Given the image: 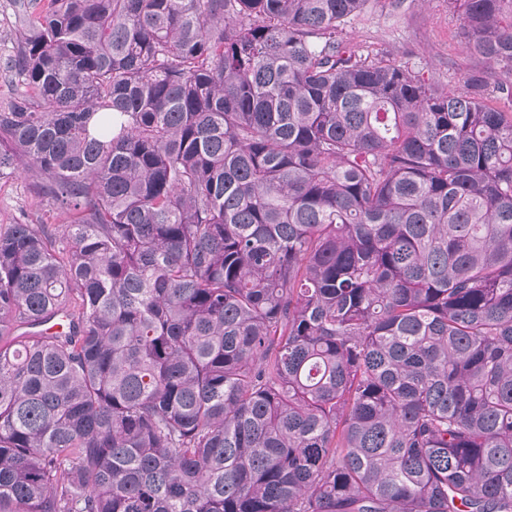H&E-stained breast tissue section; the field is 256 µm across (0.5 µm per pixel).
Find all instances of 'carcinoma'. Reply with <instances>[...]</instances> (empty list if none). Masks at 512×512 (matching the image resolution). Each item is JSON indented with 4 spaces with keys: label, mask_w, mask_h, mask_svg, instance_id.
Returning <instances> with one entry per match:
<instances>
[{
    "label": "carcinoma",
    "mask_w": 512,
    "mask_h": 512,
    "mask_svg": "<svg viewBox=\"0 0 512 512\" xmlns=\"http://www.w3.org/2000/svg\"><path fill=\"white\" fill-rule=\"evenodd\" d=\"M367 2L24 5L0 177L75 218L0 227V512H512V0L462 93Z\"/></svg>",
    "instance_id": "obj_1"
}]
</instances>
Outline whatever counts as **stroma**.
Instances as JSON below:
<instances>
[{"mask_svg":"<svg viewBox=\"0 0 512 512\" xmlns=\"http://www.w3.org/2000/svg\"><path fill=\"white\" fill-rule=\"evenodd\" d=\"M18 0H0V110L17 103L20 90L6 66L25 25ZM461 11L448 0H403L392 9L389 0H368L359 16L347 23L343 38L360 51L383 49L407 60L422 77L451 91L463 89L474 66L463 50ZM40 176L18 158L13 174L0 179V225L25 221L49 227L66 223L52 200L36 195Z\"/></svg>","mask_w":512,"mask_h":512,"instance_id":"35a3bbf8","label":"stroma"}]
</instances>
